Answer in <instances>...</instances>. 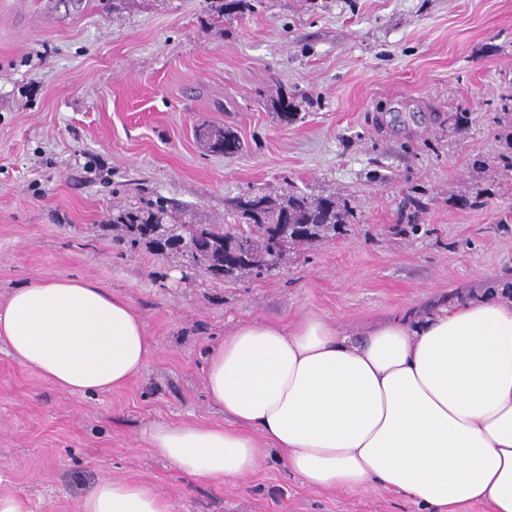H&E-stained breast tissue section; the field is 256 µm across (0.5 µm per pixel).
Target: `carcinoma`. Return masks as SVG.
<instances>
[{
	"label": "carcinoma",
	"mask_w": 512,
	"mask_h": 512,
	"mask_svg": "<svg viewBox=\"0 0 512 512\" xmlns=\"http://www.w3.org/2000/svg\"><path fill=\"white\" fill-rule=\"evenodd\" d=\"M251 8L249 0H222L223 16ZM199 136L209 149L224 155L242 150L239 138L224 128L205 127ZM230 211L246 224L234 233L224 225L173 223L169 201L143 197L140 205L112 217V230L120 240L143 243L157 255H177L201 272L222 277L257 276L279 266L288 252L325 238L340 224H353L355 213L334 196L312 197L290 190L278 197L244 195L229 202Z\"/></svg>",
	"instance_id": "carcinoma-1"
}]
</instances>
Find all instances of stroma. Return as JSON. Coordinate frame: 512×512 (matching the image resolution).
<instances>
[{"mask_svg": "<svg viewBox=\"0 0 512 512\" xmlns=\"http://www.w3.org/2000/svg\"><path fill=\"white\" fill-rule=\"evenodd\" d=\"M211 5L0 0V303L45 276L86 279L128 298L156 344L141 375L87 395L0 345V493L80 512L121 478L174 512H423L374 485L311 488L272 450L245 478H190L149 433L227 425L206 356L239 321L316 316L358 336L512 284V0H252L226 18ZM203 125L242 151H210ZM291 185L358 220L252 279L107 229L143 195L230 229L227 199Z\"/></svg>", "mask_w": 512, "mask_h": 512, "instance_id": "obj_1", "label": "stroma"}]
</instances>
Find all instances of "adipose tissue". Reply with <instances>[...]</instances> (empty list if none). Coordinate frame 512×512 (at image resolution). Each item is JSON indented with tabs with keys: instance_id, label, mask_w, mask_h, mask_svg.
I'll use <instances>...</instances> for the list:
<instances>
[{
	"instance_id": "ef3b65f1",
	"label": "adipose tissue",
	"mask_w": 512,
	"mask_h": 512,
	"mask_svg": "<svg viewBox=\"0 0 512 512\" xmlns=\"http://www.w3.org/2000/svg\"><path fill=\"white\" fill-rule=\"evenodd\" d=\"M0 344L58 390L82 395L124 386L154 350L125 297L55 277L0 304ZM205 385L231 426L150 433L187 476L244 477L267 446L315 489L374 481L426 512L472 502L512 512V290L386 321L357 341L315 316L289 328L243 320L209 351ZM82 512L172 506L146 482L105 479Z\"/></svg>"
}]
</instances>
